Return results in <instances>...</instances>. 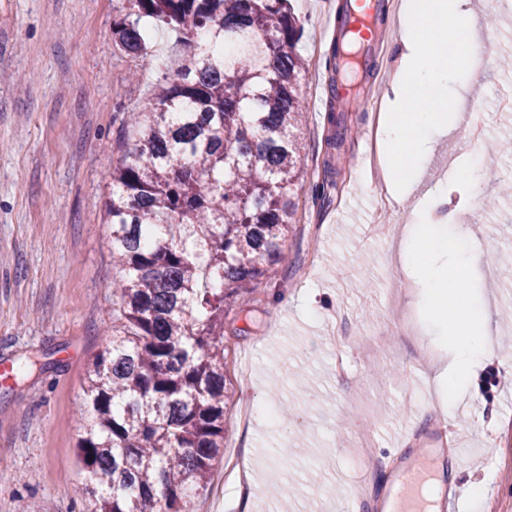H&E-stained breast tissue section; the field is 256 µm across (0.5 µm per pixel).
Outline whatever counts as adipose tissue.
Returning <instances> with one entry per match:
<instances>
[{
  "label": "adipose tissue",
  "mask_w": 512,
  "mask_h": 512,
  "mask_svg": "<svg viewBox=\"0 0 512 512\" xmlns=\"http://www.w3.org/2000/svg\"><path fill=\"white\" fill-rule=\"evenodd\" d=\"M473 15L470 0H404L401 7L399 48L378 128L383 176L395 201L412 194L437 139L448 132L442 108L449 82L463 78L462 64L475 44ZM409 222L402 251L424 275L416 305L450 325L453 361L433 366L437 389L449 405L458 390L470 388L475 368L490 355L488 301L462 286L476 263L473 232L465 228L456 237L443 236L430 213L418 208L411 210ZM439 251L454 255L452 267L428 264V256Z\"/></svg>",
  "instance_id": "adipose-tissue-1"
}]
</instances>
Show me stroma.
<instances>
[{
  "instance_id": "obj_1",
  "label": "stroma",
  "mask_w": 512,
  "mask_h": 512,
  "mask_svg": "<svg viewBox=\"0 0 512 512\" xmlns=\"http://www.w3.org/2000/svg\"><path fill=\"white\" fill-rule=\"evenodd\" d=\"M341 0H291L301 26L296 49L309 67L301 87L306 122L303 166L293 227L277 276L262 282L255 301L235 304L224 319L227 405L224 458L194 512H385L390 475L402 459H422L428 437L445 432L439 457L461 486H493L483 512H512V394L465 392L440 422L432 410L437 388L424 351L450 359L441 323L422 321L400 333L397 317L410 307L402 282L408 268L395 259L406 206L385 211L394 233L371 238L377 202L366 169L368 139L379 124L398 39L396 10L377 25L380 66L365 74L371 103L330 110L326 87L334 73L323 22ZM494 0H472L488 46L467 96L485 107V139L471 144L461 113L430 156L416 198L431 199L452 185L457 161L478 158L482 197L512 182V19H494ZM125 0H0V363L37 366L0 383V512H91L80 492L84 476L76 445L87 370L103 348L120 276L107 241L104 202L112 165L127 138L128 110L148 106L154 85L175 76L190 52L176 31L147 23L148 61L112 41V21ZM336 124H329L328 115ZM326 186L316 195L314 184ZM479 259L467 288L487 294L489 345L512 365V195L493 207L476 205ZM349 360L336 368L335 345ZM274 408L240 427L244 403ZM372 436L376 471L352 468L350 448ZM477 450L482 463L455 472L460 452ZM250 457L252 496L233 491L230 463Z\"/></svg>"
}]
</instances>
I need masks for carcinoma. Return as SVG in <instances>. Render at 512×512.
Listing matches in <instances>:
<instances>
[{"instance_id":"obj_1","label":"carcinoma","mask_w":512,"mask_h":512,"mask_svg":"<svg viewBox=\"0 0 512 512\" xmlns=\"http://www.w3.org/2000/svg\"><path fill=\"white\" fill-rule=\"evenodd\" d=\"M115 46L147 59L141 20L190 48L129 112L105 201L116 319L87 371L77 443L93 512H191L224 454V317L277 274L302 168L298 19L288 0H128ZM345 32L329 64H344Z\"/></svg>"}]
</instances>
